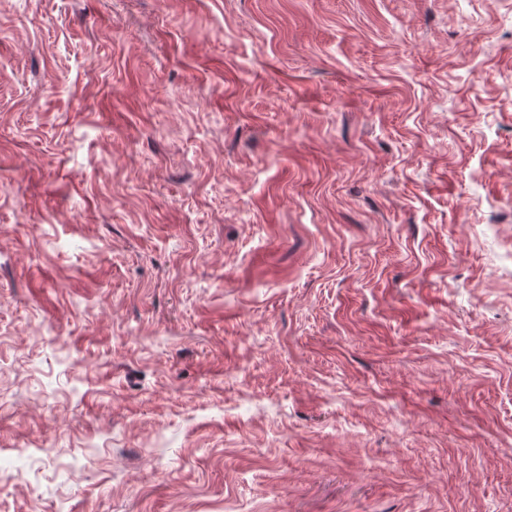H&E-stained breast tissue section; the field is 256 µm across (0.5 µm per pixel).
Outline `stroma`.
Returning <instances> with one entry per match:
<instances>
[{
    "mask_svg": "<svg viewBox=\"0 0 512 512\" xmlns=\"http://www.w3.org/2000/svg\"><path fill=\"white\" fill-rule=\"evenodd\" d=\"M512 0H0V512H512Z\"/></svg>",
    "mask_w": 512,
    "mask_h": 512,
    "instance_id": "1",
    "label": "stroma"
}]
</instances>
